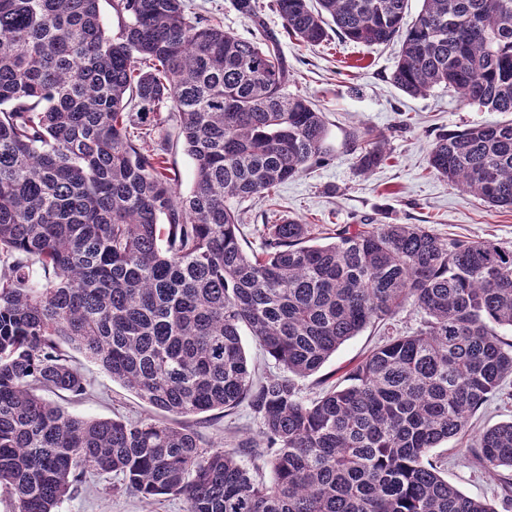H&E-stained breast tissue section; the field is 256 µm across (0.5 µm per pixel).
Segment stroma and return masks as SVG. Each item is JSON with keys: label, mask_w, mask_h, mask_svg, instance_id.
<instances>
[{"label": "stroma", "mask_w": 512, "mask_h": 512, "mask_svg": "<svg viewBox=\"0 0 512 512\" xmlns=\"http://www.w3.org/2000/svg\"><path fill=\"white\" fill-rule=\"evenodd\" d=\"M185 4L189 14L217 21L239 37L254 34L231 0H185ZM273 4L274 0H257L267 29L281 37V51L292 71L287 91L309 97L324 113L331 152L278 186L271 201L247 200L237 205L244 250L260 251L263 226L272 216L301 219L318 225L327 235L337 227L364 222L423 224L444 239H490L512 249V210L459 193L427 170L428 153L440 135L505 120V113L461 105L456 94L444 87L421 96L402 92L391 80L398 55L394 44L368 47L334 35L315 47L298 45L281 36V20ZM145 121L153 127L149 147L164 150L180 172L181 193H189L194 164L179 136L176 115L168 111L159 119L146 116ZM363 127L383 133L390 152L386 164L367 174L358 170L348 146L350 133ZM383 333V327L370 326L341 345L317 373L300 380L303 398L313 399L340 383L380 343ZM71 363L84 373L87 393L81 399L57 395L55 401L66 413L125 421L163 419V412L112 381L79 352H72ZM183 423L201 436L205 446L226 450L255 436L260 427L245 404L227 413L187 416ZM458 446L452 439L433 450L443 475L465 494L497 505L498 512H512L511 506L501 505L493 477ZM121 483V476L115 474H88L59 512H186L180 497L146 500L122 491Z\"/></svg>", "instance_id": "1"}]
</instances>
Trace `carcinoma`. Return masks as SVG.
<instances>
[{
	"label": "carcinoma",
	"instance_id": "obj_1",
	"mask_svg": "<svg viewBox=\"0 0 512 512\" xmlns=\"http://www.w3.org/2000/svg\"><path fill=\"white\" fill-rule=\"evenodd\" d=\"M304 46L336 34L399 42L392 81L512 113V0H275ZM258 35L186 14L184 0H0V484L16 512H57L87 473H116L144 498L187 512H497L442 476L433 449L512 376V249L442 239L423 224H361L318 242L316 225H264L247 254L234 203L273 189L327 152L324 115L287 92L288 60L256 0H233ZM178 115L194 186L134 144L131 106ZM363 173L387 138L349 135ZM430 173L512 209V120L439 137ZM422 316L387 335L312 400L316 373L369 325L406 306ZM247 328L281 368L259 382ZM66 344L174 417L262 419L270 478L236 451L205 448L166 421L81 418L37 391L86 392ZM512 504V420L468 448Z\"/></svg>",
	"mask_w": 512,
	"mask_h": 512
}]
</instances>
